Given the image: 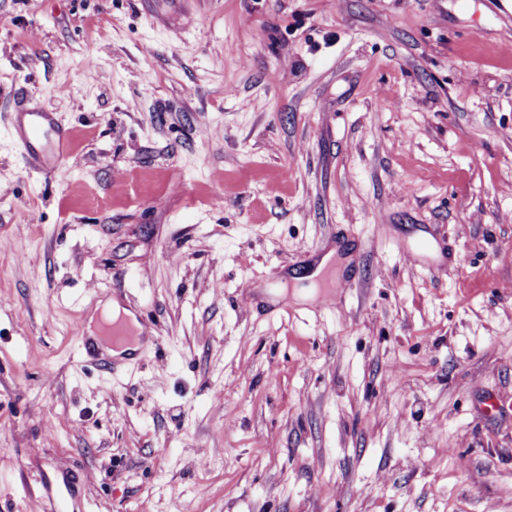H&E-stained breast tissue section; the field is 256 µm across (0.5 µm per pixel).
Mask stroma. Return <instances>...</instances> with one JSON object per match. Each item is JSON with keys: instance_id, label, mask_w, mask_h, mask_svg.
Here are the masks:
<instances>
[{"instance_id": "35a3bbf8", "label": "stroma", "mask_w": 512, "mask_h": 512, "mask_svg": "<svg viewBox=\"0 0 512 512\" xmlns=\"http://www.w3.org/2000/svg\"><path fill=\"white\" fill-rule=\"evenodd\" d=\"M155 2L0 0V512H512V0ZM19 116L15 128L19 146L25 156L38 163L43 172H50L49 156L67 154L70 137L56 127L53 113L48 109L22 108Z\"/></svg>"}]
</instances>
